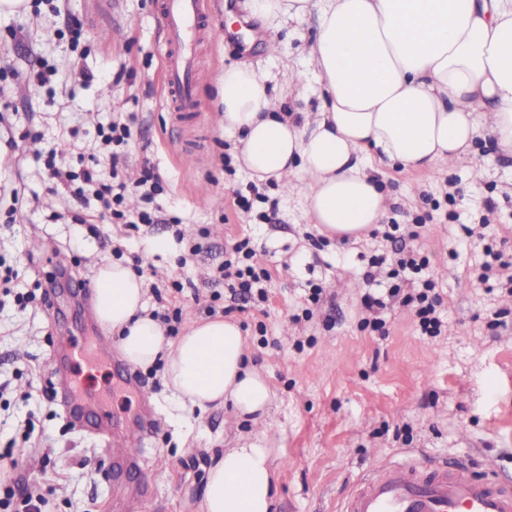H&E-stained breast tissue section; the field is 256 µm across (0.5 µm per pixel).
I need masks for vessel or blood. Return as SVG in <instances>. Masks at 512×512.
<instances>
[{
    "label": "vessel or blood",
    "mask_w": 512,
    "mask_h": 512,
    "mask_svg": "<svg viewBox=\"0 0 512 512\" xmlns=\"http://www.w3.org/2000/svg\"><path fill=\"white\" fill-rule=\"evenodd\" d=\"M206 6V0H158L165 105L176 125L200 109L195 47L215 34L206 23ZM342 512H512V489L445 460L381 465L361 476Z\"/></svg>",
    "instance_id": "b4317fda"
}]
</instances>
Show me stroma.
Returning a JSON list of instances; mask_svg holds the SVG:
<instances>
[{
	"label": "stroma",
	"mask_w": 512,
	"mask_h": 512,
	"mask_svg": "<svg viewBox=\"0 0 512 512\" xmlns=\"http://www.w3.org/2000/svg\"><path fill=\"white\" fill-rule=\"evenodd\" d=\"M59 6L78 21V40L59 35L44 5L0 15V58L19 74L0 99V113H10L14 137L24 140L19 151L0 141V185L24 186L27 196L19 206L9 194L0 196V261L18 269L25 290L62 271L89 283L104 263H139L146 282L159 286L158 294L146 296L148 309H181L183 333L188 323L206 320L205 305L219 312L229 305L227 288L212 282L211 271L232 243L249 239L271 273L268 300L230 317L274 398L266 421L255 424L221 407L181 408L159 364L132 370L116 352L74 367V383L92 382L100 403L113 412V441L138 419L153 425L133 463L114 474L102 440L46 396L59 382L53 338L74 336L90 347L100 331L92 288L63 284L48 301L0 307V385L7 388L0 396V449H14L12 462L0 469L40 487L50 512H124L126 500L136 503V512H199L213 457L237 436L263 432L281 456L275 512H338L366 469L432 458L467 464L512 486V296L478 282L484 244L461 230L479 223L487 202H494V230L506 241L499 274L512 276V157L496 153L484 136L474 149L494 155L485 168L446 167L433 180L415 170L385 171L383 221L422 218L417 236L331 240L280 184L254 191L242 166L225 170V158L239 153V135L224 128L217 95L225 67L245 63L269 85L274 111L315 108V95L298 99L288 92L290 70L313 68L306 53L313 22L296 28L256 20V37L239 44L225 40L222 30L227 17L247 15L246 0H210L217 35L199 46L201 109L175 127L162 105L157 0H112L111 9L97 15L92 0H59ZM39 60L54 71L49 85L25 78ZM88 73L94 76L89 83ZM113 112L136 118L128 179L139 178L144 161L158 166L163 189L156 202L181 218L185 240L162 228L143 235L112 224L108 233L124 245L118 257L93 225L53 219L47 205L58 201L57 187L39 175L37 155L51 147L65 158L75 147L84 156L98 155L96 127ZM31 129L43 132V139L28 138ZM178 138L200 140L199 158L177 156ZM240 195L251 198V210L237 206ZM157 238L168 240L169 249L155 251ZM197 242L202 253L189 257ZM403 248L429 259L446 319L440 336L423 335L413 309L395 302L381 313L388 335L359 326L363 297L378 291L365 278L372 257L390 259ZM185 279L190 287L173 293L172 281ZM315 285L323 299L314 308L309 295ZM127 369L149 393L148 402L138 403L117 386ZM29 422L34 432L26 439Z\"/></svg>",
	"instance_id": "obj_1"
}]
</instances>
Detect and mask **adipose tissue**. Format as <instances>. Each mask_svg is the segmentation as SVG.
<instances>
[{
    "instance_id": "1",
    "label": "adipose tissue",
    "mask_w": 512,
    "mask_h": 512,
    "mask_svg": "<svg viewBox=\"0 0 512 512\" xmlns=\"http://www.w3.org/2000/svg\"><path fill=\"white\" fill-rule=\"evenodd\" d=\"M253 18L318 21L308 41L313 73L294 71L288 87L317 84L315 116L270 109L265 81L247 64L219 80L221 121L238 132L239 159L253 180L282 181L301 196L321 234L360 239L386 212L378 179L385 168L428 175L443 164L488 160L472 151L490 134L512 155V0H249ZM144 281L108 262L94 284V316L116 336L123 358L164 365V382L201 410L230 406L263 419L273 392L246 361L238 324L216 318L178 339L148 314ZM276 449L265 435L239 437L216 458L202 512H273Z\"/></svg>"
}]
</instances>
